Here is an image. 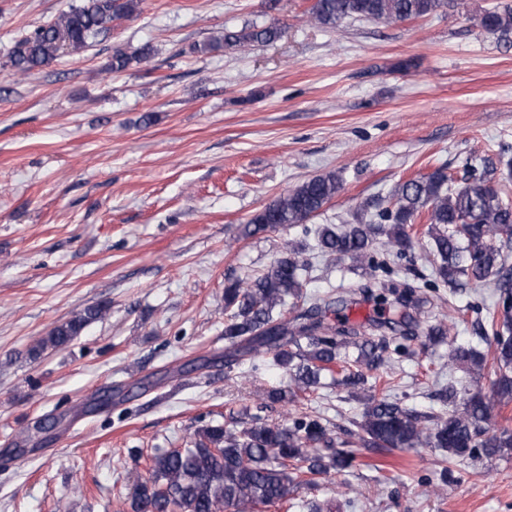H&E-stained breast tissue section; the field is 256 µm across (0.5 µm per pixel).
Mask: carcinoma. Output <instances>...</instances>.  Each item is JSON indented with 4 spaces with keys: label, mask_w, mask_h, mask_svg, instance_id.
Instances as JSON below:
<instances>
[{
    "label": "carcinoma",
    "mask_w": 512,
    "mask_h": 512,
    "mask_svg": "<svg viewBox=\"0 0 512 512\" xmlns=\"http://www.w3.org/2000/svg\"><path fill=\"white\" fill-rule=\"evenodd\" d=\"M140 0H82L55 19L19 39L10 55L11 68L28 74L47 65L65 49L89 46L130 20ZM448 0H314L310 19L334 28L346 19L383 24L433 14ZM475 25L507 39L512 36V6H495L475 18ZM275 24L226 31L215 43L239 49L273 42ZM152 47L112 53L106 70L119 73L136 62L148 63ZM342 180L327 172L302 182L257 211L247 221L245 235L277 228H298L315 241L322 257L350 259L364 270L366 280L339 295L307 292L309 263L291 246L263 274L237 280L224 288V341L234 353L225 367L248 360L260 373L267 363L282 369L286 385L261 396V407L295 406L315 391L321 375L349 386L368 382L364 370L389 364L407 354L405 342L422 339L426 348L450 344L448 364L467 367L472 383L448 389L452 409L425 414L390 400L387 387L372 384L355 429L335 436L324 418L312 410L288 413L282 423L256 418L240 428L210 420L195 430L184 448H156L147 457V476L132 495L133 512H261L272 505L292 509L293 489L315 484V477L351 466L349 448L388 450L437 448L447 466L443 483L452 477L450 465L490 459L512 449V430L493 428L492 420L512 401V269L500 242L512 241V189L498 168H465L455 184L444 168L410 178L387 197L360 206L357 224L308 225L341 190ZM433 257L426 285L463 288L487 283L498 292L490 307L470 306L484 314L481 338L491 351L451 345L448 322L433 314L435 304L408 280H380L392 274L390 264L408 259L415 248ZM373 299L398 318L372 319L365 325L328 321L338 303L355 297ZM292 316H284L286 306ZM108 311L96 305L54 326L37 343L40 350L68 346ZM343 449H336V445Z\"/></svg>",
    "instance_id": "obj_1"
}]
</instances>
